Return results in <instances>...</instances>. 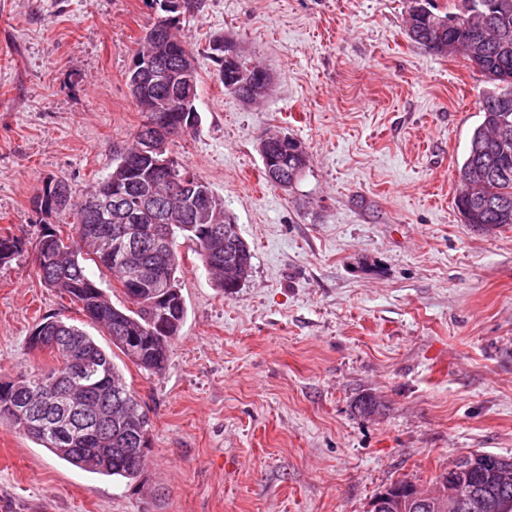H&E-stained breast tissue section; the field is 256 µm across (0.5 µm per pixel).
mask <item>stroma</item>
Here are the masks:
<instances>
[{"label":"stroma","instance_id":"1","mask_svg":"<svg viewBox=\"0 0 512 512\" xmlns=\"http://www.w3.org/2000/svg\"><path fill=\"white\" fill-rule=\"evenodd\" d=\"M408 0H199L197 131L169 151L224 200L254 254L231 295L179 239L187 314L155 374L116 357L151 409L127 484L60 461L0 422V512H369L397 480L431 486L472 451L512 457V225L463 224L457 168L487 84L406 31ZM155 0H0V376L52 315L109 336L45 288L36 202L85 195L141 124L126 75ZM234 39L273 77L248 104L206 54ZM305 145L293 188L262 178L261 133ZM372 412L359 409L362 399Z\"/></svg>","mask_w":512,"mask_h":512}]
</instances>
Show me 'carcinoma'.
<instances>
[{
	"instance_id": "1",
	"label": "carcinoma",
	"mask_w": 512,
	"mask_h": 512,
	"mask_svg": "<svg viewBox=\"0 0 512 512\" xmlns=\"http://www.w3.org/2000/svg\"><path fill=\"white\" fill-rule=\"evenodd\" d=\"M478 37L482 47L474 55L469 47ZM411 40L439 55L443 54L441 44H457L459 52L492 85L478 102L480 122L471 133L458 170L455 205L463 223L479 231L512 224V0H463L459 11L444 15L430 9L418 19ZM135 104L144 121L123 147V153L114 159L112 171L80 199L72 196L65 181L52 183L59 188L53 211L69 210L77 215L91 199H105L130 184L146 183L165 206L171 232L168 246L163 250L144 248L138 265L163 281L179 282L177 239L183 237L196 246L216 286L226 294L235 293L249 276L253 258L237 225H228L231 233L227 239L212 241L206 234L207 223L190 216L185 200L170 191L167 180L155 176L143 161L123 166L124 154L134 152L150 124L159 125L176 139L197 130L195 124L182 127L185 112L181 94L174 93L167 112H153L139 99ZM269 156L272 166L287 173L290 182L300 179L307 166V160L284 154L277 143L271 144ZM132 219L141 240L148 241L153 218L137 211ZM114 228L113 222L56 225L52 250L59 261L42 263L37 274L44 287L59 291L79 305V310L106 331L112 346L128 361L157 374L166 368L170 344L185 320V304L147 305L149 297L140 286L138 269L118 262L124 241L112 239L110 258L96 248L97 234H110ZM90 264L112 278L126 304H112L101 288L102 282L89 274ZM159 322L165 328L161 333L156 327ZM38 326L44 336L43 349L53 354L55 364L36 367L15 379L0 377V421L33 437L70 465L117 480H140L151 452L153 421L149 408L129 387L113 354L80 327L54 316L44 317ZM503 460L502 456L489 454L451 481L445 469L434 477L436 490L446 491L451 484L459 497L469 501L474 483L482 481L484 473ZM485 494L497 502V512H512V475L505 483L487 486Z\"/></svg>"
}]
</instances>
